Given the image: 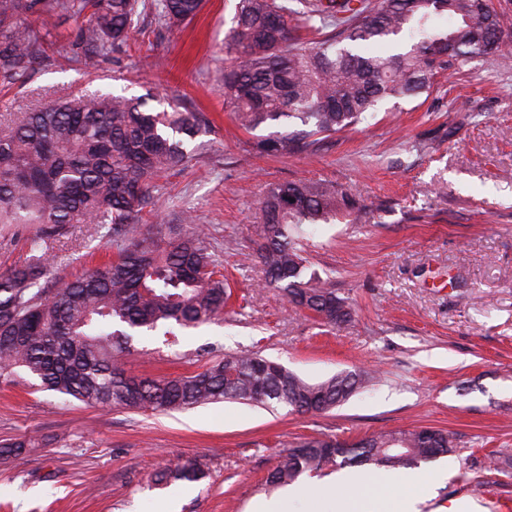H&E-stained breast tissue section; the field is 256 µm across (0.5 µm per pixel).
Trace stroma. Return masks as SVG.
I'll return each mask as SVG.
<instances>
[{
    "mask_svg": "<svg viewBox=\"0 0 512 512\" xmlns=\"http://www.w3.org/2000/svg\"><path fill=\"white\" fill-rule=\"evenodd\" d=\"M234 13L235 0H204L177 27L142 13L129 40L92 67L74 20L22 13L49 49L23 82L0 83V115L89 89L206 116L184 169L155 179V209L170 225L186 212L208 225L234 305L223 320L181 332L178 344L140 337L125 357L132 372L174 377L251 349L311 383L342 371L375 377L323 413L227 401L152 414L88 407L17 373L0 382V442L41 444L0 458V512H252L281 497L261 488L281 450L415 426L443 429L455 444L453 454L415 465L434 479L421 512L512 506V69L486 58L472 74L439 78L429 96L383 102L315 153L274 156L258 141L300 122L247 131L234 121L223 92ZM300 180L336 185L365 208L357 223L297 230L308 274L353 311L335 328L267 285L256 254L259 200ZM35 232L0 225V273L27 259ZM112 254L108 229L65 225L50 252L53 276L73 279ZM188 457L204 479L153 482L156 470Z\"/></svg>",
    "mask_w": 512,
    "mask_h": 512,
    "instance_id": "stroma-1",
    "label": "stroma"
}]
</instances>
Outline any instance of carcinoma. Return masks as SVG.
<instances>
[{"label":"carcinoma","mask_w":512,"mask_h":512,"mask_svg":"<svg viewBox=\"0 0 512 512\" xmlns=\"http://www.w3.org/2000/svg\"><path fill=\"white\" fill-rule=\"evenodd\" d=\"M203 0H0V77L28 75L43 55L40 37L17 22L38 6L69 18L88 16L76 43L92 61L122 45L143 11L175 26L193 19ZM238 0L225 52L224 102L250 130L282 117L302 129L265 138L259 150L286 157L315 152L391 99L430 95L436 76L489 55L505 67L503 15L489 0ZM325 32L306 42L295 22ZM206 126L199 112H150L122 95L77 92L48 98L0 121V224H36L32 255L0 274V380L23 371L39 386L89 407L171 412L224 400L285 406L304 413L321 398L331 410L367 386L365 372L348 371L310 383L248 350L227 354L188 374L150 378L121 360L133 336L196 328L220 319L232 296L211 249L207 225L182 215L185 233L160 224L135 231L153 204V179L183 169L185 138ZM258 258L268 284L321 323L338 324L336 290L304 279L306 259L292 224L327 223L359 214L350 195L317 182H288L261 202ZM67 224H110L115 254L55 289L49 241ZM423 427L382 432L357 441L313 438L279 454L264 481L271 491L308 474L360 464L405 467L430 456ZM29 437L5 443L0 454L35 447ZM187 459L154 475L157 484L197 482Z\"/></svg>","instance_id":"carcinoma-1"}]
</instances>
